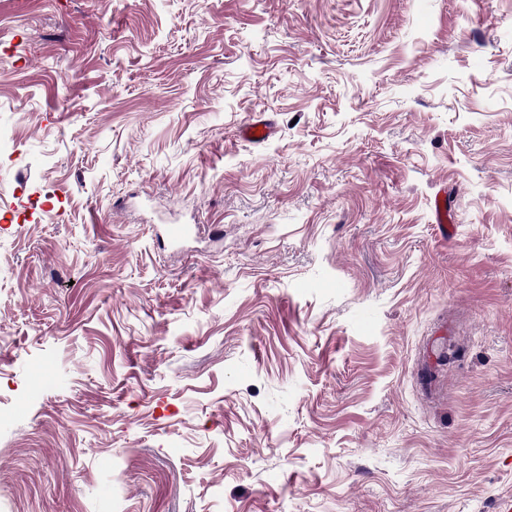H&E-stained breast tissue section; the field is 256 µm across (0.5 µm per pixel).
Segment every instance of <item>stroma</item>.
I'll list each match as a JSON object with an SVG mask.
<instances>
[{"label": "stroma", "mask_w": 512, "mask_h": 512, "mask_svg": "<svg viewBox=\"0 0 512 512\" xmlns=\"http://www.w3.org/2000/svg\"><path fill=\"white\" fill-rule=\"evenodd\" d=\"M0 131V512L512 497V0H0Z\"/></svg>", "instance_id": "35a3bbf8"}]
</instances>
